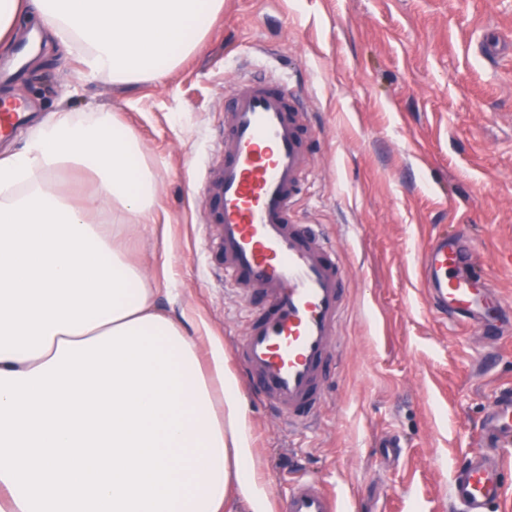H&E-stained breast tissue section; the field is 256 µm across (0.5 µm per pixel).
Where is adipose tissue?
Returning a JSON list of instances; mask_svg holds the SVG:
<instances>
[{"instance_id": "1", "label": "adipose tissue", "mask_w": 512, "mask_h": 512, "mask_svg": "<svg viewBox=\"0 0 512 512\" xmlns=\"http://www.w3.org/2000/svg\"><path fill=\"white\" fill-rule=\"evenodd\" d=\"M223 7L0 0V47L35 12L85 74L158 80ZM69 169L95 177L82 203L53 182ZM158 205L138 137L108 112L53 113L0 156V512H272L223 342L160 313L119 246Z\"/></svg>"}]
</instances>
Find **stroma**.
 <instances>
[{"instance_id": "stroma-1", "label": "stroma", "mask_w": 512, "mask_h": 512, "mask_svg": "<svg viewBox=\"0 0 512 512\" xmlns=\"http://www.w3.org/2000/svg\"><path fill=\"white\" fill-rule=\"evenodd\" d=\"M244 73L304 94L311 167L294 219L321 229L352 270L315 427L281 426L245 395L262 486L276 507L303 475L342 512H459L453 473L492 399L512 390V313L495 336L437 314L420 255L467 227L481 270L512 298V0H224L161 80L86 77L50 36L0 90L43 118L104 110L137 134L159 210L127 254L161 312L229 353L245 309L224 283L204 184Z\"/></svg>"}]
</instances>
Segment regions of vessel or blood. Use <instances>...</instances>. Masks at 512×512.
Here are the masks:
<instances>
[{
  "label": "vessel or blood",
  "instance_id": "1",
  "mask_svg": "<svg viewBox=\"0 0 512 512\" xmlns=\"http://www.w3.org/2000/svg\"><path fill=\"white\" fill-rule=\"evenodd\" d=\"M303 102L266 80L235 83L224 117V162L210 171L206 191L217 224L216 249L247 307L234 358L252 386L285 424H303L325 401L324 380L345 307L349 270L336 247L294 223L291 203L309 171ZM19 103L0 104V138L24 120ZM480 247L439 237L421 257L430 305L453 312L474 329L491 327L508 302L476 271ZM485 437L512 444V393L498 396L484 420ZM504 491L503 474L471 449L454 475L453 497L462 512H491ZM336 498L316 481L292 487L282 512H338Z\"/></svg>",
  "mask_w": 512,
  "mask_h": 512
}]
</instances>
